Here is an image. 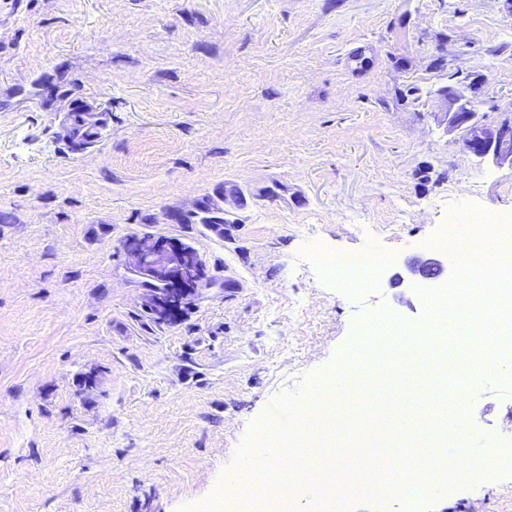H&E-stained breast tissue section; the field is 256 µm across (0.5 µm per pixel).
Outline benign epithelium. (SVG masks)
I'll use <instances>...</instances> for the list:
<instances>
[{"label":"benign epithelium","instance_id":"7a95c632","mask_svg":"<svg viewBox=\"0 0 512 512\" xmlns=\"http://www.w3.org/2000/svg\"><path fill=\"white\" fill-rule=\"evenodd\" d=\"M446 105L447 131L472 157L490 159L512 169V120L490 121L478 109L470 86H448L440 91ZM132 256V271L155 295L188 285L199 286L203 266L198 254L178 241L132 237L125 244ZM443 271V262L428 258L411 269L412 274L433 279Z\"/></svg>","mask_w":512,"mask_h":512}]
</instances>
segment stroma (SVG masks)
<instances>
[{"instance_id":"1","label":"stroma","mask_w":512,"mask_h":512,"mask_svg":"<svg viewBox=\"0 0 512 512\" xmlns=\"http://www.w3.org/2000/svg\"><path fill=\"white\" fill-rule=\"evenodd\" d=\"M462 80L512 117L503 0H0V512H201L275 400L327 383L381 311L411 381L483 371L484 470L422 512H512V460L478 442H512V359L468 348L467 317L436 330L429 301L458 237L512 227V168L442 122ZM78 100L107 117L81 146ZM462 211L492 221L450 238ZM133 236L203 263L167 318ZM319 249L390 262L349 282ZM427 257L430 284L408 271Z\"/></svg>"}]
</instances>
